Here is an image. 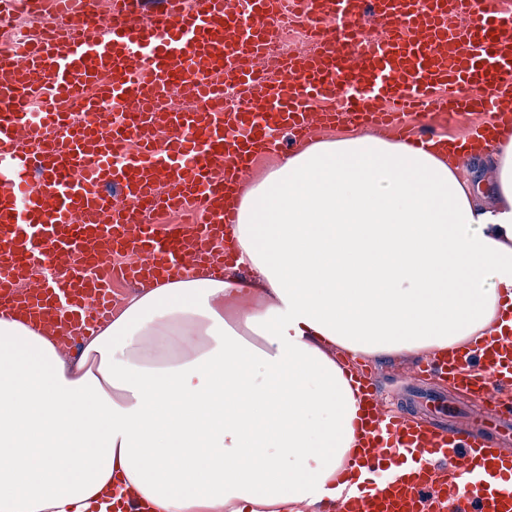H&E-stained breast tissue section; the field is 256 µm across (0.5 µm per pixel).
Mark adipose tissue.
I'll return each instance as SVG.
<instances>
[{
    "label": "adipose tissue",
    "mask_w": 512,
    "mask_h": 512,
    "mask_svg": "<svg viewBox=\"0 0 512 512\" xmlns=\"http://www.w3.org/2000/svg\"><path fill=\"white\" fill-rule=\"evenodd\" d=\"M368 133L280 159L233 201L237 269L145 282L64 357L0 313V512H311L349 497L348 362L496 332L512 300V126L487 182Z\"/></svg>",
    "instance_id": "1"
}]
</instances>
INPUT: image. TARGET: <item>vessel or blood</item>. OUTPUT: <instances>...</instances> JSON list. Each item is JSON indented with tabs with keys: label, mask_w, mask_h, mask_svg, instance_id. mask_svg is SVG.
Returning <instances> with one entry per match:
<instances>
[{
	"label": "vessel or blood",
	"mask_w": 512,
	"mask_h": 512,
	"mask_svg": "<svg viewBox=\"0 0 512 512\" xmlns=\"http://www.w3.org/2000/svg\"><path fill=\"white\" fill-rule=\"evenodd\" d=\"M13 9L33 25L0 45V310L37 317L68 347L111 318L114 282L235 264L224 196L254 156L281 152L277 131L294 149L318 121L419 148L439 141L438 122L468 123L512 93V14L495 0H112L105 13L98 0H8L0 23ZM286 15L306 21L314 50L271 71ZM324 99L338 108L318 111ZM162 211L186 218L155 223ZM120 252L136 262L114 263ZM47 255L51 277L22 288ZM505 319L501 335L431 362L496 411L512 305ZM356 377L362 440L339 479L358 492L336 512H512L511 451L385 414L371 374Z\"/></svg>",
	"instance_id": "vessel-or-blood-1"
}]
</instances>
